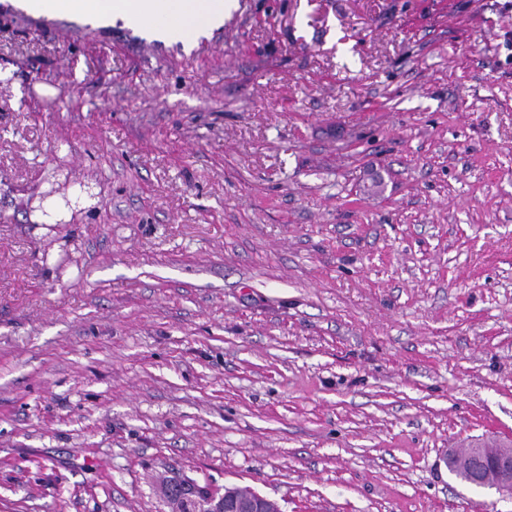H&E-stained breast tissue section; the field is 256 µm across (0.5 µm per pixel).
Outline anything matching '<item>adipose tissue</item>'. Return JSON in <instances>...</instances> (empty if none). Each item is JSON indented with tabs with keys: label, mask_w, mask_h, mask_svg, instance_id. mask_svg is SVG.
<instances>
[{
	"label": "adipose tissue",
	"mask_w": 512,
	"mask_h": 512,
	"mask_svg": "<svg viewBox=\"0 0 512 512\" xmlns=\"http://www.w3.org/2000/svg\"><path fill=\"white\" fill-rule=\"evenodd\" d=\"M27 12L54 16L66 13L130 27L147 26L159 36L187 42L218 27L227 0H19Z\"/></svg>",
	"instance_id": "obj_1"
}]
</instances>
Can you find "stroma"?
<instances>
[{
    "label": "stroma",
    "mask_w": 512,
    "mask_h": 512,
    "mask_svg": "<svg viewBox=\"0 0 512 512\" xmlns=\"http://www.w3.org/2000/svg\"><path fill=\"white\" fill-rule=\"evenodd\" d=\"M75 223L45 197L79 185ZM512 0H0V512H512ZM27 12L55 16L66 13L130 27L147 26L171 40L188 42L218 27L231 0H17ZM448 470L460 481L474 483V479L482 480L487 476V472L481 473L473 467L471 458L466 456V452L452 454L448 456ZM489 472L495 477L492 483H486L487 488L494 489L503 500L512 502V455L494 456L489 461ZM183 485L192 493L203 496L202 512H281L279 504L253 491L241 495L212 481H198L186 476Z\"/></svg>",
    "instance_id": "1"
}]
</instances>
